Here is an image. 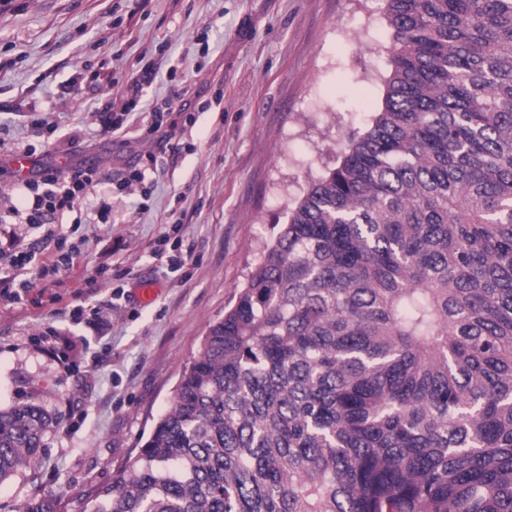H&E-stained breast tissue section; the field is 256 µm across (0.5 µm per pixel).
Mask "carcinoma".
Masks as SVG:
<instances>
[{"label": "carcinoma", "mask_w": 512, "mask_h": 512, "mask_svg": "<svg viewBox=\"0 0 512 512\" xmlns=\"http://www.w3.org/2000/svg\"><path fill=\"white\" fill-rule=\"evenodd\" d=\"M386 12L381 112L289 207L94 512H512V0ZM55 425L0 408V483Z\"/></svg>", "instance_id": "cac0c4a2"}]
</instances>
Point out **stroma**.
Instances as JSON below:
<instances>
[{
    "label": "stroma",
    "instance_id": "stroma-1",
    "mask_svg": "<svg viewBox=\"0 0 512 512\" xmlns=\"http://www.w3.org/2000/svg\"><path fill=\"white\" fill-rule=\"evenodd\" d=\"M392 44L385 0H0V140L101 178L80 213L56 218L69 247L56 284L37 275L54 241L14 229L35 257L12 270L21 300L0 290V406L39 404L60 424L41 462L0 484V512L34 495L93 512L289 206L380 111ZM144 56L153 83L125 130L103 132L99 108L124 101ZM186 101L193 120L173 139L144 131L152 108ZM150 153L147 193L125 190ZM176 217L179 244L160 259Z\"/></svg>",
    "mask_w": 512,
    "mask_h": 512
}]
</instances>
